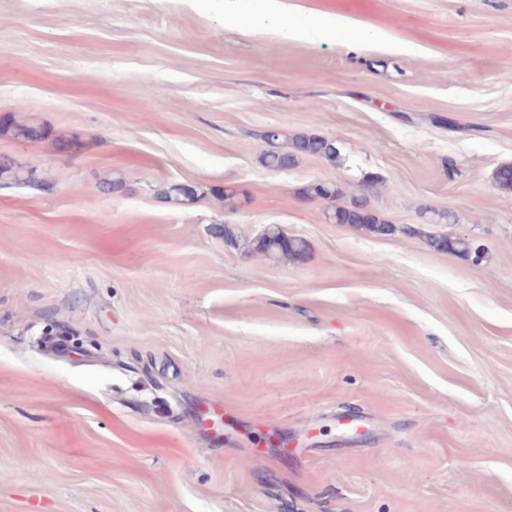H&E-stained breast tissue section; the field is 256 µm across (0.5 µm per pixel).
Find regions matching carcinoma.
<instances>
[{
	"mask_svg": "<svg viewBox=\"0 0 512 512\" xmlns=\"http://www.w3.org/2000/svg\"><path fill=\"white\" fill-rule=\"evenodd\" d=\"M0 134L9 135L14 139L41 140L45 138L42 128L32 125L15 115L0 121ZM267 149L262 154V163L268 169L285 171L295 166L298 159L305 156L323 158L336 163L340 158V150L336 141L321 136L295 135L288 137L276 130L264 135ZM32 171L24 168L9 154H0V182L9 185H25L28 183ZM99 189L104 194H130L134 191L126 179L114 177L99 183ZM309 192L319 198L335 199L340 195V189L332 182H323L312 185ZM200 196L195 186L174 183L167 186L160 194L159 199L164 203L183 204L192 202ZM365 197L352 199L350 205L336 208L331 218L336 224H350L369 231L375 235L383 236L394 231V226L383 222L376 213L367 207ZM428 245L436 251L471 255L478 245L471 238L456 237L453 239L445 235H430L427 237ZM254 250L267 257L298 259L305 252V243L301 239L288 237L279 227H272L267 235L258 237L254 242Z\"/></svg>",
	"mask_w": 512,
	"mask_h": 512,
	"instance_id": "cac0c4a2",
	"label": "carcinoma"
}]
</instances>
